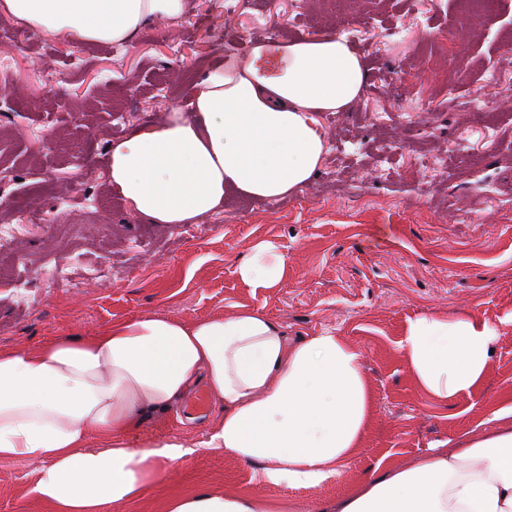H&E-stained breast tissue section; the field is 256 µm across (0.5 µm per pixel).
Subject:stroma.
<instances>
[{
  "mask_svg": "<svg viewBox=\"0 0 512 512\" xmlns=\"http://www.w3.org/2000/svg\"><path fill=\"white\" fill-rule=\"evenodd\" d=\"M447 33L449 45L434 39ZM347 35L367 63L362 95L320 118L328 151L302 190L278 200L227 196L193 224H153L119 193L101 211L114 143L186 107L225 54L256 40ZM0 347L90 337L143 314L194 321L264 309L298 340L330 330L361 354L374 419L338 478L288 488L256 465L203 452L183 489L251 493L313 512L377 470L481 435L512 397V0L477 16L460 0H186L182 18L147 23L124 45L39 35L0 14ZM259 241L287 257L267 291L235 267ZM111 267V276L91 274ZM473 311L498 336L481 386L426 398L399 347L408 320ZM177 416L148 418L131 442L195 443L220 417L196 390ZM34 464L0 460V512H44Z\"/></svg>",
  "mask_w": 512,
  "mask_h": 512,
  "instance_id": "35a3bbf8",
  "label": "stroma"
}]
</instances>
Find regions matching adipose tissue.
Wrapping results in <instances>:
<instances>
[{"instance_id":"ef3b65f1","label":"adipose tissue","mask_w":512,"mask_h":512,"mask_svg":"<svg viewBox=\"0 0 512 512\" xmlns=\"http://www.w3.org/2000/svg\"><path fill=\"white\" fill-rule=\"evenodd\" d=\"M34 32L124 44L184 0H0ZM365 61L346 36L259 42L196 82L187 109L138 128L109 154V185L153 224H191L224 197L275 200L318 172L327 136L318 117L362 94ZM236 273L252 290L277 287L285 260L255 244ZM497 331L472 312L410 320L399 342L421 390L453 402L484 379ZM204 384L224 414L188 445L158 437L131 445L148 416L178 407ZM362 357L343 337L296 341L263 309L186 322L143 315L96 335L34 349L0 348V460L36 466L46 512H116L166 489L163 512H280L255 495L177 485L198 451L260 464L262 483L311 487L339 476L373 417ZM316 512H512V425L367 478Z\"/></svg>"}]
</instances>
